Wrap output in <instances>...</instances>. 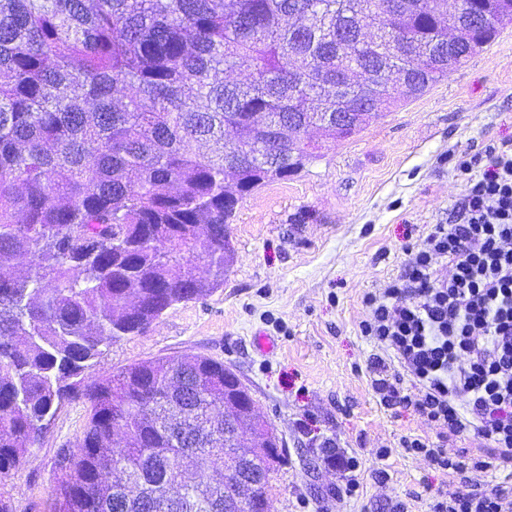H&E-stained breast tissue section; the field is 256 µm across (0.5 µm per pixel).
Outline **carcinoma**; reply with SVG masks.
<instances>
[{
    "label": "carcinoma",
    "mask_w": 512,
    "mask_h": 512,
    "mask_svg": "<svg viewBox=\"0 0 512 512\" xmlns=\"http://www.w3.org/2000/svg\"><path fill=\"white\" fill-rule=\"evenodd\" d=\"M432 3L0 0L1 478L77 400L89 414L78 451H57L49 512H224V461L241 448L224 435L230 368L199 353L94 367L224 286L245 196L397 104L387 92L338 131V96H419L448 56L512 25L484 8L450 41ZM234 69L248 81L227 82ZM311 126V149L279 141Z\"/></svg>",
    "instance_id": "obj_1"
}]
</instances>
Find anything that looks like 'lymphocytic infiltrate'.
<instances>
[{
	"label": "lymphocytic infiltrate",
	"instance_id": "lymphocytic-infiltrate-1",
	"mask_svg": "<svg viewBox=\"0 0 512 512\" xmlns=\"http://www.w3.org/2000/svg\"><path fill=\"white\" fill-rule=\"evenodd\" d=\"M455 167L469 177L457 212L410 247L399 278L364 296L360 334L375 348L367 368L379 403L440 430L435 442L400 439L448 477L431 512H512V481H473L493 463L444 446L472 437L512 459V143L460 155ZM440 261L450 276L438 275Z\"/></svg>",
	"mask_w": 512,
	"mask_h": 512
}]
</instances>
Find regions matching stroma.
I'll return each instance as SVG.
<instances>
[{"instance_id": "1", "label": "stroma", "mask_w": 512, "mask_h": 512, "mask_svg": "<svg viewBox=\"0 0 512 512\" xmlns=\"http://www.w3.org/2000/svg\"><path fill=\"white\" fill-rule=\"evenodd\" d=\"M502 143H512L511 26L422 96L252 191L227 227L234 261L223 288L114 343L96 373L184 352L230 366L285 449L274 512H430L448 480L399 439L436 431L375 398L363 297L399 277L408 247L457 210L467 178L453 156ZM86 421L82 405H63L29 461L0 479L14 512H45L56 452L77 444ZM330 446L359 467H329ZM354 481L358 494L346 496Z\"/></svg>"}]
</instances>
